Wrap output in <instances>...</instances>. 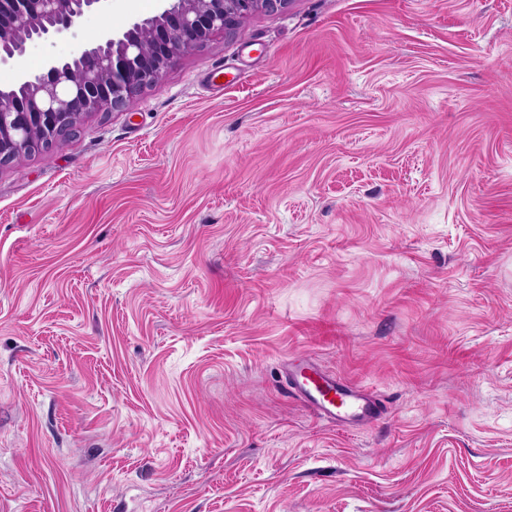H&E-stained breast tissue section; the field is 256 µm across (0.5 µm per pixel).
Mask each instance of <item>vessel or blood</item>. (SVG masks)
Wrapping results in <instances>:
<instances>
[{
  "mask_svg": "<svg viewBox=\"0 0 512 512\" xmlns=\"http://www.w3.org/2000/svg\"><path fill=\"white\" fill-rule=\"evenodd\" d=\"M288 392L319 418L339 427L366 426L386 413L374 390L351 384L321 369L308 356L289 369Z\"/></svg>",
  "mask_w": 512,
  "mask_h": 512,
  "instance_id": "1",
  "label": "vessel or blood"
}]
</instances>
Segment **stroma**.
<instances>
[{
  "label": "stroma",
  "instance_id": "obj_1",
  "mask_svg": "<svg viewBox=\"0 0 512 512\" xmlns=\"http://www.w3.org/2000/svg\"><path fill=\"white\" fill-rule=\"evenodd\" d=\"M0 512H512V0L260 8L0 167ZM288 393L339 427L367 426L386 414L374 390L321 369L310 356L288 370Z\"/></svg>",
  "mask_w": 512,
  "mask_h": 512
}]
</instances>
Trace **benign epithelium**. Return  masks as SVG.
<instances>
[{"label":"benign epithelium","mask_w":512,"mask_h":512,"mask_svg":"<svg viewBox=\"0 0 512 512\" xmlns=\"http://www.w3.org/2000/svg\"><path fill=\"white\" fill-rule=\"evenodd\" d=\"M101 2L0 0V67L16 63L30 44L71 30ZM289 2L161 0L153 17L117 35L104 32L69 58L48 57L40 72L0 88V166L75 135L89 114L124 110L180 55L232 31L258 8L278 11Z\"/></svg>","instance_id":"7a95c632"}]
</instances>
